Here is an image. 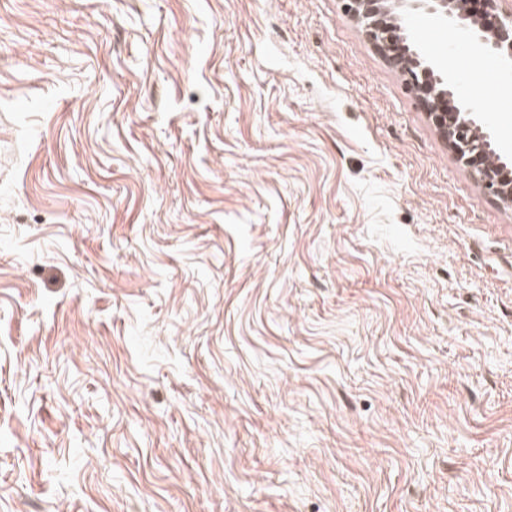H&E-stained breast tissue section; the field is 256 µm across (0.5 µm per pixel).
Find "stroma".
<instances>
[{
  "label": "stroma",
  "instance_id": "stroma-1",
  "mask_svg": "<svg viewBox=\"0 0 512 512\" xmlns=\"http://www.w3.org/2000/svg\"><path fill=\"white\" fill-rule=\"evenodd\" d=\"M0 512H512V210L343 0H0Z\"/></svg>",
  "mask_w": 512,
  "mask_h": 512
}]
</instances>
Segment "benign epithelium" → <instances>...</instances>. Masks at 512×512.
<instances>
[{
    "instance_id": "obj_1",
    "label": "benign epithelium",
    "mask_w": 512,
    "mask_h": 512,
    "mask_svg": "<svg viewBox=\"0 0 512 512\" xmlns=\"http://www.w3.org/2000/svg\"><path fill=\"white\" fill-rule=\"evenodd\" d=\"M462 0H346L345 9L357 22L367 41L383 50L389 64L407 77L408 84L428 107L427 116L440 134L450 142L459 160L476 174L485 190L499 198L504 208L512 209V174L487 166L489 134L481 131L478 116L459 105L452 112H439L434 102L448 101L454 91L447 77L441 75L432 60L395 44L393 29L398 15L423 11L442 19L451 18L458 26L464 17ZM485 12L495 20L494 36L484 38L488 49L499 56L512 58V7L504 10V0H480Z\"/></svg>"
}]
</instances>
